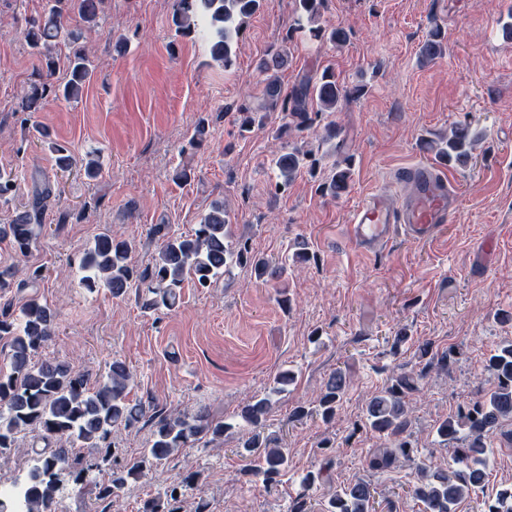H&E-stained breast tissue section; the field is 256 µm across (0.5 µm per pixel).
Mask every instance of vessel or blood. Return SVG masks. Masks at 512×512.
Returning a JSON list of instances; mask_svg holds the SVG:
<instances>
[{"instance_id": "obj_1", "label": "vessel or blood", "mask_w": 512, "mask_h": 512, "mask_svg": "<svg viewBox=\"0 0 512 512\" xmlns=\"http://www.w3.org/2000/svg\"><path fill=\"white\" fill-rule=\"evenodd\" d=\"M408 192L390 196L376 192L353 210L348 225L351 242L363 251L386 243L396 232L416 241L432 240L454 217L456 180L439 165L419 163L398 174Z\"/></svg>"}]
</instances>
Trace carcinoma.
<instances>
[{
	"instance_id": "obj_1",
	"label": "carcinoma",
	"mask_w": 512,
	"mask_h": 512,
	"mask_svg": "<svg viewBox=\"0 0 512 512\" xmlns=\"http://www.w3.org/2000/svg\"><path fill=\"white\" fill-rule=\"evenodd\" d=\"M261 0H173L171 21L183 34L200 33L210 41L214 58L232 66V39L245 19L260 8ZM104 0H53L48 11L31 23L25 38L38 50L50 51L58 40L67 42L69 79L63 84L52 82L54 61L46 58V73L34 84L22 100L24 112H38L43 100L52 95L68 101L81 98L86 81L95 69L94 61L81 45L80 33L71 28L70 13L82 22L98 23ZM297 27L295 30L314 40H326L336 47L346 45L348 30L337 25L323 28L316 25L324 0H295ZM448 48L444 29L436 24L421 44L419 59L433 62L442 58ZM288 53L277 50L262 58L259 70L265 75L263 98L252 106L240 108V127L246 131L261 112H284L296 121V128L313 123L309 103L319 112H337L353 99L364 94V87H347L331 70L320 75H304L292 90L285 94L279 81V71L287 64ZM477 142L469 124L458 123L448 137L424 139L421 146L448 165H465L473 155ZM312 151L295 148L276 159V167L286 188L306 166ZM352 183L351 158L336 161L326 182L324 194L338 199L346 194ZM50 189L36 194L31 208L11 224L0 225V238L9 240L15 250L26 255L40 235L42 203ZM224 217V204L214 203L191 235H164L153 263L136 268L131 261L132 243L124 238L102 234L94 238L85 250L81 267L85 274L80 284L89 292L105 287L114 296L130 288H145L141 308L155 312L178 306L181 290L187 282L206 288L215 279L228 273L234 265L252 262L260 278H281L287 267L269 259L251 260L246 246H233ZM56 313L39 297L30 296L15 316L4 309L0 313V339L8 343V370H0V455L16 447L21 433L32 430L44 447H31L33 457L26 474L28 512H57L63 489V478L76 486L92 485L100 500L120 496L130 484L146 476L158 463L190 444L208 438L224 437L228 425L214 419L200 406L192 412L156 415L142 402L129 398L132 374L126 363L112 361L106 373L96 379L61 360H37L39 352L52 339ZM495 386L488 397L474 403L468 411L441 422L437 434L444 441L456 440L448 467L432 470L417 466V481L413 493L426 512H455V507L471 497L486 480L484 458L490 454L491 437L504 422H512V342L503 345L488 363ZM347 381L338 371L328 380L325 391L312 407L298 406L292 417L303 419L317 416L330 423L345 393ZM417 390V380L402 373L376 392L368 401L366 418L369 426L385 436V446L377 449L368 467L374 471L390 468L399 456L409 454L401 436L410 425L405 398ZM271 400L257 399L241 410L244 421L254 427L242 444L248 453L259 454L257 475L270 483L288 466V449L277 437L261 432ZM152 424L148 447L131 463L118 465L112 460V429L118 425L133 427L143 419ZM90 448L89 455L80 449ZM107 475L100 481L99 475ZM322 474L306 477L301 490L288 507L289 512H314L310 491ZM179 487L167 488L154 498L144 501L141 512H180ZM373 489L365 482H355L341 488L321 508V512H374ZM479 512H512V489L498 494L496 503Z\"/></svg>"
}]
</instances>
